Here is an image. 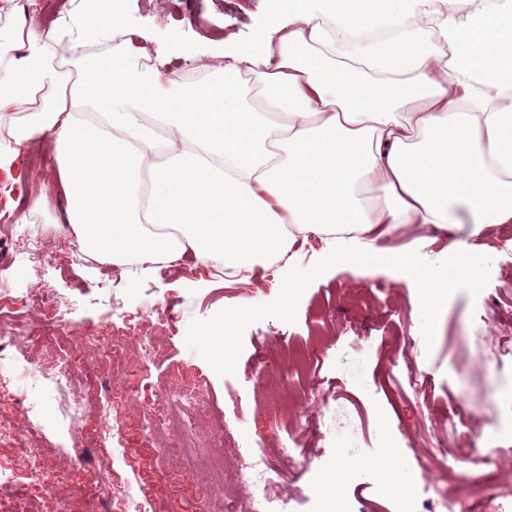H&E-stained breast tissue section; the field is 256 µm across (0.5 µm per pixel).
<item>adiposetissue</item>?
I'll return each mask as SVG.
<instances>
[{"label": "adipose tissue", "mask_w": 512, "mask_h": 512, "mask_svg": "<svg viewBox=\"0 0 512 512\" xmlns=\"http://www.w3.org/2000/svg\"><path fill=\"white\" fill-rule=\"evenodd\" d=\"M267 41L209 55L199 69L221 87L179 93L170 56L114 8L24 22L0 46V115L32 104L12 138L53 142L81 250L189 254L245 279L319 236L357 274L403 271L428 333L449 285L479 284L491 229L512 224V0H296ZM62 49L74 79L53 63ZM414 224L454 232L447 254L387 246Z\"/></svg>", "instance_id": "1"}]
</instances>
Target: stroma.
<instances>
[{"label":"stroma","mask_w":512,"mask_h":512,"mask_svg":"<svg viewBox=\"0 0 512 512\" xmlns=\"http://www.w3.org/2000/svg\"><path fill=\"white\" fill-rule=\"evenodd\" d=\"M91 4L37 0L26 13L18 0H0V43L21 20L43 28L56 7L75 19ZM287 5L249 0L241 16L231 0H123L121 21L173 54L179 83L194 88L202 84L195 59L210 52V39L232 31L236 49L254 48ZM43 196L49 207L35 209ZM63 208L49 142H30L0 165V300L17 307L0 315V346L21 368L41 372L59 356L83 359L70 387L44 385L37 416L26 414V377L0 397V427L15 430L0 443V462L18 468L36 454L52 485L42 500L26 482L1 480L0 512H112L107 482L128 490L146 512H224V485L238 483V450L247 443L272 456L281 479L267 493L288 497L291 512H331V499L315 494L324 477L364 512H400L401 489L385 497L380 482L399 463L430 465L441 443L478 449V458L465 483L436 470L419 499L445 496L455 512H470L487 472H512V404L497 396L512 390V287L505 280L512 249L504 247L512 230L493 234L497 253L480 286L450 288L422 337L411 331L421 298L396 270L376 266L357 276L329 259L326 241L292 251L291 273L258 268L232 283L222 267L205 271L189 255L174 267L147 268L80 251ZM291 274L299 284L288 300L283 282ZM33 288L51 291L61 317L25 306ZM253 297L262 312L241 314ZM153 307L161 316L141 334L157 339L155 358L141 362L127 340L99 358L100 337ZM314 351L323 357L315 374L304 367ZM355 356L371 383L364 391L343 370ZM414 375L424 386H410ZM80 393L91 416L124 414L119 441L104 442L99 430L70 438ZM340 407L359 428V460L350 465L342 464L336 439ZM460 408L471 427L449 434L448 418Z\"/></svg>","instance_id":"35a3bbf8"}]
</instances>
